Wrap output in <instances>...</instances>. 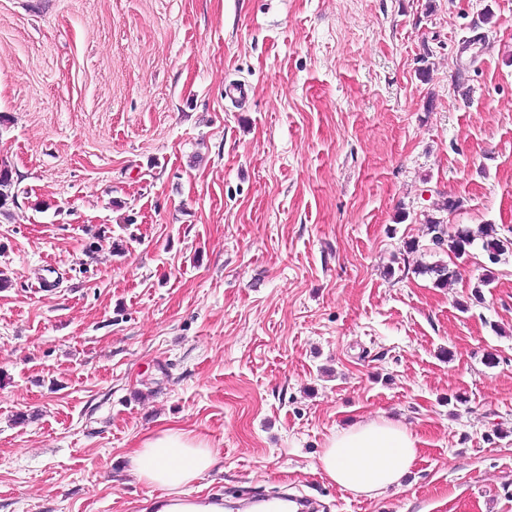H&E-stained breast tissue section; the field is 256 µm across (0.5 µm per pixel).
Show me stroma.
<instances>
[{"mask_svg":"<svg viewBox=\"0 0 512 512\" xmlns=\"http://www.w3.org/2000/svg\"><path fill=\"white\" fill-rule=\"evenodd\" d=\"M0 168V512H146L170 426L199 499L512 512V252L425 224L512 237V0H0ZM380 416L401 487L316 472ZM443 220L441 218L430 217L427 219V234L430 236L429 241L433 245L442 237H448V251L455 258H461L467 255L470 247L479 240L481 249L488 255L492 263H497L499 257L506 254L508 250H504L502 246L503 238L499 236L495 225L481 224L475 230L469 226H457L453 234L444 231ZM130 457L132 474L161 492L158 498L164 499L181 493L211 468L217 452L180 428L165 427L143 438Z\"/></svg>","mask_w":512,"mask_h":512,"instance_id":"stroma-1","label":"stroma"}]
</instances>
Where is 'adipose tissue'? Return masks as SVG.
<instances>
[{"mask_svg": "<svg viewBox=\"0 0 512 512\" xmlns=\"http://www.w3.org/2000/svg\"><path fill=\"white\" fill-rule=\"evenodd\" d=\"M419 454L416 438L387 418L360 423L331 436L318 459L322 472L357 495L400 486ZM217 453L176 427L143 438L131 453L132 474L170 497L211 468Z\"/></svg>", "mask_w": 512, "mask_h": 512, "instance_id": "obj_1", "label": "adipose tissue"}]
</instances>
